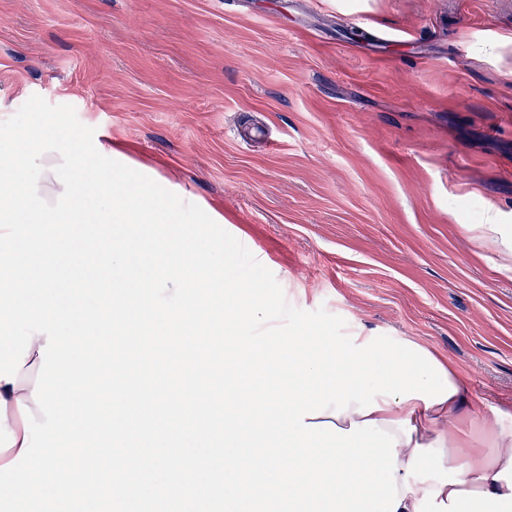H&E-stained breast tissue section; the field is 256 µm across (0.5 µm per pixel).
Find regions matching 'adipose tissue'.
<instances>
[{
	"instance_id": "obj_1",
	"label": "adipose tissue",
	"mask_w": 512,
	"mask_h": 512,
	"mask_svg": "<svg viewBox=\"0 0 512 512\" xmlns=\"http://www.w3.org/2000/svg\"><path fill=\"white\" fill-rule=\"evenodd\" d=\"M45 335H33L31 349L15 383L0 381V466L13 460L23 444L20 405H32L31 393L41 363ZM455 393L447 401L425 405L377 396L371 416L399 444L396 473L398 512H512V439L504 437L488 416L478 415L468 390L450 361H443ZM481 434L472 447L462 425Z\"/></svg>"
}]
</instances>
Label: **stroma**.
Wrapping results in <instances>:
<instances>
[{
	"label": "stroma",
	"instance_id": "stroma-1",
	"mask_svg": "<svg viewBox=\"0 0 512 512\" xmlns=\"http://www.w3.org/2000/svg\"><path fill=\"white\" fill-rule=\"evenodd\" d=\"M35 94L512 435V0H0V121Z\"/></svg>",
	"mask_w": 512,
	"mask_h": 512
}]
</instances>
